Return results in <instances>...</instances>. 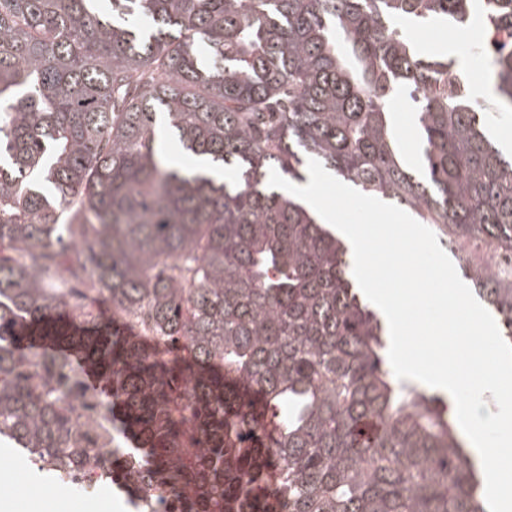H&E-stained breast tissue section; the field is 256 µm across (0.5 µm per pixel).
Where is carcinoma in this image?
I'll use <instances>...</instances> for the list:
<instances>
[{"label": "carcinoma", "instance_id": "cac0c4a2", "mask_svg": "<svg viewBox=\"0 0 512 512\" xmlns=\"http://www.w3.org/2000/svg\"><path fill=\"white\" fill-rule=\"evenodd\" d=\"M110 5L0 0V437L62 480L94 465L71 385L136 442L128 474L157 490L140 512H485L443 400L395 378L347 249L269 186L314 155L460 249L512 253V158L453 62L402 33L468 29L469 0ZM483 11L488 109H512V0ZM405 90L413 166L388 111ZM160 126L196 164L173 167ZM462 269L511 339L512 281ZM56 325L107 393L24 343Z\"/></svg>", "mask_w": 512, "mask_h": 512}]
</instances>
